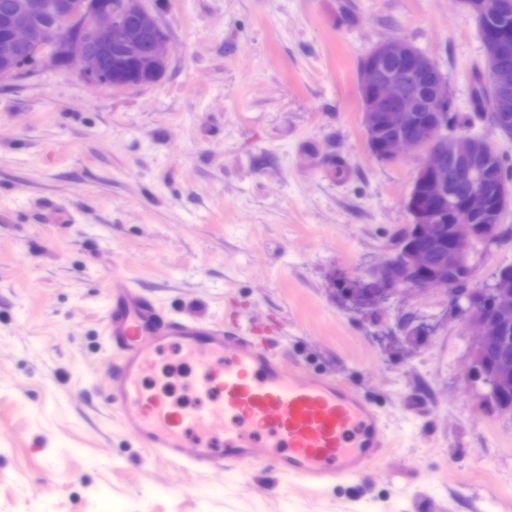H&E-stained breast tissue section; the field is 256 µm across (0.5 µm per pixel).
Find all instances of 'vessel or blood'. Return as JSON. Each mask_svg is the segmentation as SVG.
Returning <instances> with one entry per match:
<instances>
[{"instance_id":"1","label":"vessel or blood","mask_w":512,"mask_h":512,"mask_svg":"<svg viewBox=\"0 0 512 512\" xmlns=\"http://www.w3.org/2000/svg\"><path fill=\"white\" fill-rule=\"evenodd\" d=\"M106 406L158 457L221 470L262 462L317 487L362 476L384 447L379 415L343 383L305 374L214 320L167 314L127 279L105 289ZM177 347L213 405L193 412L146 393L158 356Z\"/></svg>"}]
</instances>
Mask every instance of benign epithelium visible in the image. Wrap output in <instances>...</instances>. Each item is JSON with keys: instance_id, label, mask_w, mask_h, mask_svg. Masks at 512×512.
Segmentation results:
<instances>
[{"instance_id": "1", "label": "benign epithelium", "mask_w": 512, "mask_h": 512, "mask_svg": "<svg viewBox=\"0 0 512 512\" xmlns=\"http://www.w3.org/2000/svg\"><path fill=\"white\" fill-rule=\"evenodd\" d=\"M143 0H82L74 8L71 0H23L6 19L0 35V74L10 76L23 66L24 54L57 64L67 56L79 67L88 84L97 83L106 57L117 51L136 69L117 71L107 82L126 88L154 81L163 73L171 45L158 18L144 8ZM499 48L486 45L482 71L491 87L506 96L512 91V69L497 64ZM424 75L436 81L433 93L422 99L414 90ZM444 87L434 59L399 38L378 43L359 73V91L365 138L381 129L389 132L383 160H396L406 152L424 156L413 185L426 188L421 206L408 195L413 218L412 244L400 248L373 273V281L362 289L369 301L388 299L401 290L441 289L454 303L466 299L461 311L475 330L467 375L485 387L484 401L502 413H512V348L504 333L512 328V267L499 271L481 287L467 293L448 272H468L475 279L472 252L477 241L490 247L498 238L499 225L482 226L470 218L486 214L487 194L480 175L494 145L485 138L448 132L444 117ZM452 184L469 187L464 207L448 229V254L433 260L429 245L438 237L439 212L448 207ZM497 217L512 208V179L501 180Z\"/></svg>"}]
</instances>
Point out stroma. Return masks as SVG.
<instances>
[{
  "mask_svg": "<svg viewBox=\"0 0 512 512\" xmlns=\"http://www.w3.org/2000/svg\"><path fill=\"white\" fill-rule=\"evenodd\" d=\"M144 5L172 44L155 83L112 91L46 58L0 79V512H512V414L465 377V318L438 289L359 295L412 222L422 163L367 147L358 70L377 43L435 59L512 168V137L469 107L475 17L459 0ZM51 204L73 223H46ZM505 262L512 212L477 282ZM123 269L168 314L251 327L346 382L385 424L383 457L320 490L155 457L104 404V292ZM193 376L163 355L170 400H196Z\"/></svg>",
  "mask_w": 512,
  "mask_h": 512,
  "instance_id": "35a3bbf8",
  "label": "stroma"
}]
</instances>
